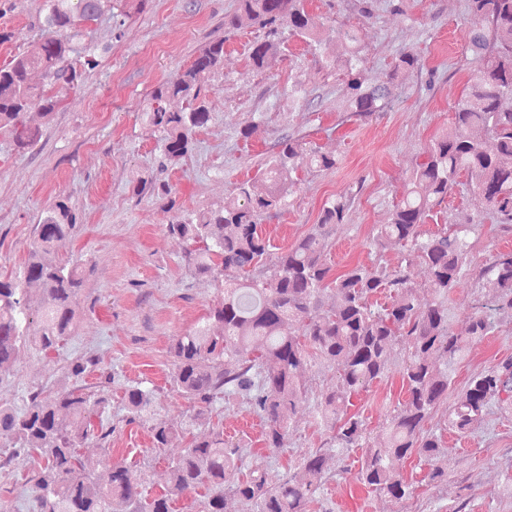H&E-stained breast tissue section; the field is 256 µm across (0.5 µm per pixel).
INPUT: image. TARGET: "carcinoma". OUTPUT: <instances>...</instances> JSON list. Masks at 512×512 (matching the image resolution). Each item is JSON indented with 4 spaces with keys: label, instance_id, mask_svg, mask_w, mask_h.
I'll use <instances>...</instances> for the list:
<instances>
[{
    "label": "carcinoma",
    "instance_id": "cac0c4a2",
    "mask_svg": "<svg viewBox=\"0 0 512 512\" xmlns=\"http://www.w3.org/2000/svg\"><path fill=\"white\" fill-rule=\"evenodd\" d=\"M128 2L140 13L149 0H43L37 41L0 65V129L12 131L17 147H30L41 137V129L26 122L27 112L36 108L50 119L61 94L99 67V48L86 40L87 25L108 15L114 38H121L131 13L117 4ZM466 10L478 74L458 102L452 125L416 161L410 188L394 206L390 222L377 230L378 245L405 248L397 267L368 272L355 266L335 277L330 274L324 258L328 227L343 223L350 210L352 197L345 194L324 204L319 223L305 236L266 260L272 245L261 233V223L271 211L288 206L293 176L299 170L336 166L333 156L286 136L263 172L268 187L261 195L244 181L223 203L189 214L176 205L168 184L141 176L133 180L135 195L163 201L168 233L195 244L186 255L188 270L219 279L224 287L222 300L196 326L176 336L170 348L174 388L198 406L194 419L202 418L218 395L242 394L265 422L264 448L278 451L288 439L286 416L308 394L302 372L316 359L328 361L336 365L339 382L317 406L320 423L332 433L336 447L364 449L357 481L394 499L412 494L402 475L404 462L414 455L430 464L440 453L439 437L424 426L448 396L453 367L487 336L490 312L512 315V250H501L479 272L496 293L474 314L468 335L455 334L448 324V293L464 277V233L474 225L458 224L426 238L421 233L422 224L460 185L483 200L486 214L497 223L512 226V108L502 107L504 99H512V0H466ZM250 27L266 32L250 46L249 58L261 71L278 66L282 36L316 43L323 37L309 24L305 0H238L224 28ZM336 38L347 70L348 106L359 115L385 111L399 73L422 68L420 58L403 49L386 81L368 87L361 77L359 30L339 28ZM223 69L224 38L219 37L147 93L141 119L151 133L160 134V170L182 165L195 151L196 132L211 121L203 91ZM34 72L43 83H31ZM175 98L185 104L180 111L168 108ZM462 176L466 181H460ZM78 224L75 209L57 201L40 216L21 272L0 277L1 373L9 371L22 349L49 352L76 328L84 270L78 262L60 260L56 243L74 235ZM416 262L429 271V299L423 304L407 291V271ZM29 284L41 289L35 305L27 295ZM329 290L335 294L330 305L324 301ZM384 290L390 291L389 300L372 308L369 297ZM34 320L41 332L29 336L26 328ZM285 325L294 327L295 334H282ZM398 348L407 353L405 398L370 440L364 420L349 412L351 397L382 377ZM432 355L443 367L428 364ZM107 402L102 390L74 388L46 397L35 392L22 410L0 403V439L16 455L44 460L27 479L36 512H171L175 499L199 488L207 490L203 512H307L319 489L311 481L292 479L273 485L261 464L237 483L224 485V472L236 465L238 449L224 440L222 431L185 448L169 465L168 483L159 495H145V474L110 455L108 480L100 483L86 470L78 448L94 431L92 417L102 415ZM125 402L129 420L151 421L154 447H165L175 430L155 418L154 391L132 385ZM492 405L512 413L511 359L473 375L443 425L466 431ZM301 465L319 480L324 455L311 452Z\"/></svg>",
    "mask_w": 512,
    "mask_h": 512
}]
</instances>
